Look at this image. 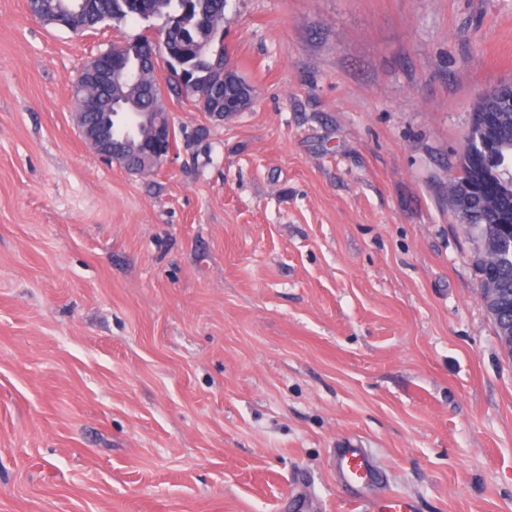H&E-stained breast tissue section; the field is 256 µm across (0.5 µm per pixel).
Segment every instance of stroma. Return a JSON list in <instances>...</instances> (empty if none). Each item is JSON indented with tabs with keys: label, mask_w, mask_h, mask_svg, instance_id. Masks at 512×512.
Instances as JSON below:
<instances>
[{
	"label": "stroma",
	"mask_w": 512,
	"mask_h": 512,
	"mask_svg": "<svg viewBox=\"0 0 512 512\" xmlns=\"http://www.w3.org/2000/svg\"><path fill=\"white\" fill-rule=\"evenodd\" d=\"M82 36L0 0V512H512V357L448 181L512 78V0H228L255 102L167 95L157 172L101 161ZM332 460L341 483L366 491L374 487L378 477V463L368 448H360L350 438H342L332 448ZM372 512H416L414 500L404 494L393 493L371 502Z\"/></svg>",
	"instance_id": "stroma-1"
}]
</instances>
